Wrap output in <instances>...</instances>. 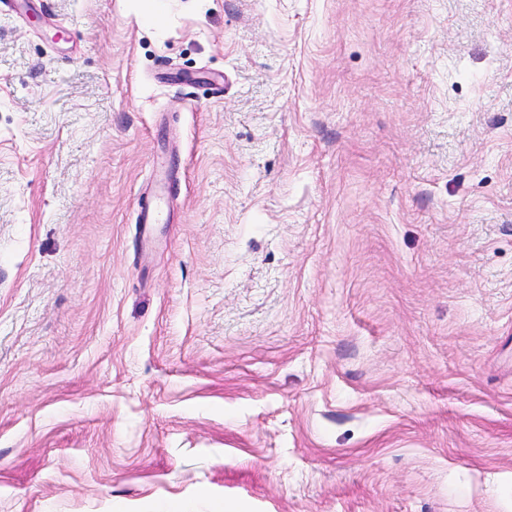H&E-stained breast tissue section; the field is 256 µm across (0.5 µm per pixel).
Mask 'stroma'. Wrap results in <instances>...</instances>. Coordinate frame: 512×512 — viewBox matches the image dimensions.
I'll use <instances>...</instances> for the list:
<instances>
[{
  "instance_id": "35a3bbf8",
  "label": "stroma",
  "mask_w": 512,
  "mask_h": 512,
  "mask_svg": "<svg viewBox=\"0 0 512 512\" xmlns=\"http://www.w3.org/2000/svg\"><path fill=\"white\" fill-rule=\"evenodd\" d=\"M0 512H512V0H0Z\"/></svg>"
}]
</instances>
